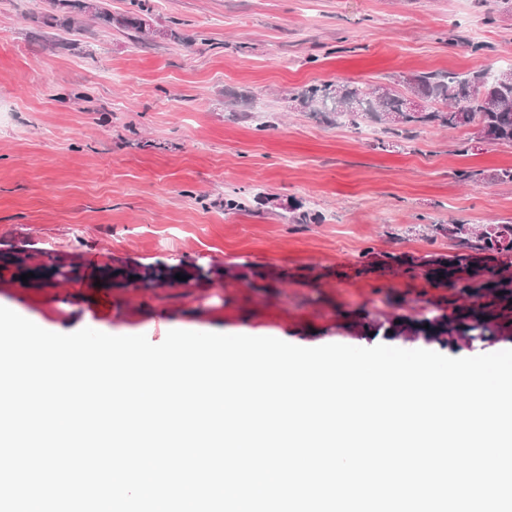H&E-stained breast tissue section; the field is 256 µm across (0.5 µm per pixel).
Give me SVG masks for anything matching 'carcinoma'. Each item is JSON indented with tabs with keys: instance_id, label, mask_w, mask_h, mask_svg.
I'll use <instances>...</instances> for the list:
<instances>
[{
	"instance_id": "1",
	"label": "carcinoma",
	"mask_w": 512,
	"mask_h": 512,
	"mask_svg": "<svg viewBox=\"0 0 512 512\" xmlns=\"http://www.w3.org/2000/svg\"><path fill=\"white\" fill-rule=\"evenodd\" d=\"M46 2L51 12L41 14L44 22L67 34L75 31L72 19L59 11L73 7L71 0H33L38 4ZM138 8L134 15L112 16L103 2L94 5V0H80L78 9L92 18L116 28L127 39L145 44L147 37L143 30L144 18L149 16L148 0H133ZM408 92L430 102L424 112L405 111L406 95L385 85H371L354 82H322L302 89L298 99L303 108L315 115H321L334 122L343 120L351 126L360 127L359 119L368 117L384 125V132L393 138L409 139L426 125L457 129L466 123L483 127L484 140L492 143L512 144V67L494 74L487 70L460 73L454 70H435L416 74L404 81ZM448 242L459 250L448 268L443 270L442 279L448 288L459 293L477 295L489 287L502 293V298H512V275L499 274L496 280L486 284H462L454 274L468 267L471 252H511L512 221L504 224H450ZM464 333L477 331L484 336L491 332L489 321L480 316L473 317L469 310L463 315ZM429 328H424V325ZM384 335L401 336L410 331L428 336L451 334L447 322L441 316L422 306L410 315L394 314L388 324L379 323L375 331Z\"/></svg>"
}]
</instances>
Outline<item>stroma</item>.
I'll return each mask as SVG.
<instances>
[{"label":"stroma","mask_w":512,"mask_h":512,"mask_svg":"<svg viewBox=\"0 0 512 512\" xmlns=\"http://www.w3.org/2000/svg\"><path fill=\"white\" fill-rule=\"evenodd\" d=\"M137 44L74 14L45 26L0 0V306L69 334L90 327L274 337L315 347L472 357L494 337L369 335L377 319L460 302L434 274L449 222L512 220V146L435 126L365 139L293 100L325 81L505 68L504 0H151ZM472 149L461 155L460 142ZM483 170V183L460 171ZM309 214L304 224L286 220ZM35 273L39 289L22 281ZM110 278L111 287L98 282Z\"/></svg>","instance_id":"obj_1"}]
</instances>
